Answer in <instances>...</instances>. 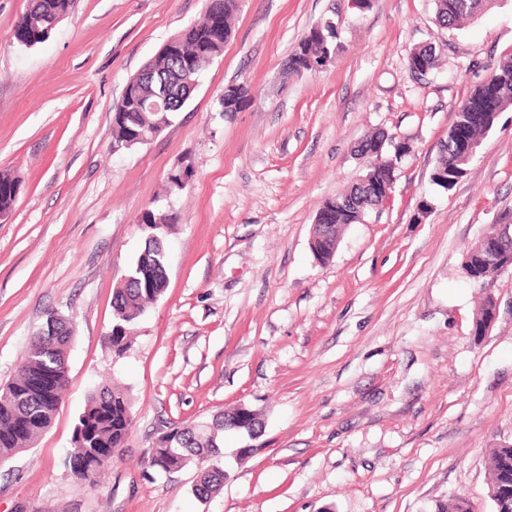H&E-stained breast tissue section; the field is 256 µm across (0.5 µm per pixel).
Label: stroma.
<instances>
[{
    "mask_svg": "<svg viewBox=\"0 0 512 512\" xmlns=\"http://www.w3.org/2000/svg\"><path fill=\"white\" fill-rule=\"evenodd\" d=\"M28 0H0V171L21 181L0 224V384L55 312L74 340L48 430L0 464V512H438L450 496L493 512L489 448L512 443V268L482 282L467 250L512 224V106L451 189L431 173L459 105L512 56V0L449 31L433 0H239L223 54L148 144L115 149L128 80L204 14L206 0H74L43 43L15 38ZM334 19L318 70L288 56ZM434 44L436 69L408 68ZM249 88L237 112L224 90ZM407 138L389 201L318 262L325 200L362 175L366 133ZM172 215L167 287L114 356L112 294L144 245L145 210ZM497 315L475 331L481 296ZM132 425L95 488L65 465L103 381ZM243 405L257 435H224L222 490L197 466L145 464L174 422Z\"/></svg>",
    "mask_w": 512,
    "mask_h": 512,
    "instance_id": "obj_1",
    "label": "stroma"
}]
</instances>
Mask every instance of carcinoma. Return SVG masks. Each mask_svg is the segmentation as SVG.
I'll use <instances>...</instances> for the list:
<instances>
[{
  "label": "carcinoma",
  "mask_w": 512,
  "mask_h": 512,
  "mask_svg": "<svg viewBox=\"0 0 512 512\" xmlns=\"http://www.w3.org/2000/svg\"><path fill=\"white\" fill-rule=\"evenodd\" d=\"M495 0H434L435 18L438 24L449 30H458L465 21L475 18L490 8ZM73 0H31L29 9L17 24L15 37L23 44H39L44 41L43 30L49 24L64 18L70 11ZM208 16L224 19V25L209 27L208 21L187 27L176 37L183 49L184 57L172 58L162 53L151 62L149 70L155 74L173 78L184 69L187 57L191 56L203 39H208L212 52L219 56L231 33V22L238 10V0H207ZM336 24L326 21L313 28L302 41V45L321 62L325 48L336 40ZM436 47L424 45L414 49L408 57L410 71L422 73L436 67ZM498 86L493 107L501 112L512 105V59L490 67ZM148 92V86L137 77H132L125 87L123 104L126 108L124 120L113 124L112 136L115 144H124L131 135L139 132L147 136L160 120L170 122L173 112L166 114L143 112L133 106V101ZM480 87L462 102L455 121L448 131V139L441 144L434 171L448 175V180H437L435 184L450 190L457 184L456 177L465 175L468 164L462 157L460 138L480 142L490 127L471 118L473 108L480 104ZM402 153L384 154V161L368 163L364 177L365 186L351 185L344 192L325 201L320 210L330 222L316 227L326 238L327 246L336 249L342 225L356 224L366 211L382 205L376 191L377 184L385 178L383 168L390 160H400ZM19 180L9 171H0V211H10L17 198ZM174 217L147 210L140 216L145 232L144 247L138 254L127 275V282L118 287L113 295L115 323L105 336L106 344L116 356L124 353L130 344L131 330L145 313L148 304L156 301L166 287L165 230L171 228ZM465 271L478 282L500 272L502 267L496 256L489 254L481 266L464 264ZM73 341L71 323L53 313L45 325L31 337L14 378L0 388V463L31 447L49 427L56 410L60 394L67 388L69 373L67 360ZM132 423L127 395L108 385L93 391L83 413L74 427L69 454V468L73 480L79 486L95 485L98 474L112 461L101 460L86 448V437L94 440L93 447L115 452L123 447ZM250 417L236 407L211 421L196 423H174L170 433L158 439L147 452L149 467L168 473L178 471L191 464L200 466L201 474L194 486L198 497H207L221 489L224 483V468L221 450L224 432L248 430ZM489 460L493 474L492 485L503 478L504 464L512 461V444H499L489 449Z\"/></svg>",
  "instance_id": "1"
}]
</instances>
